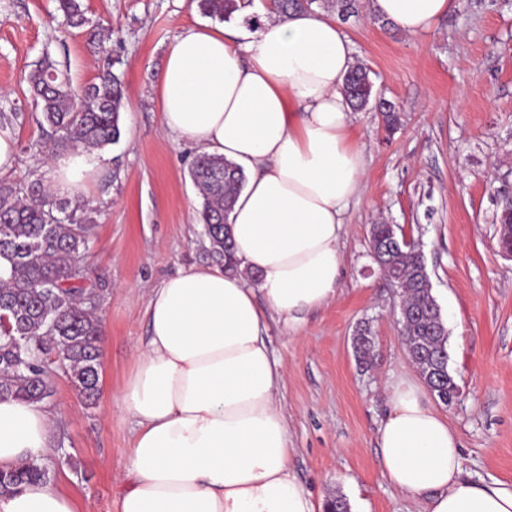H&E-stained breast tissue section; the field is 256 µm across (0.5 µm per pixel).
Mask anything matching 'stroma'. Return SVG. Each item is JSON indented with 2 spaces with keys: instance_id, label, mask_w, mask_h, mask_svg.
<instances>
[{
  "instance_id": "1",
  "label": "stroma",
  "mask_w": 512,
  "mask_h": 512,
  "mask_svg": "<svg viewBox=\"0 0 512 512\" xmlns=\"http://www.w3.org/2000/svg\"><path fill=\"white\" fill-rule=\"evenodd\" d=\"M81 3L87 22L72 28L56 0H0V110L21 114L8 179L24 184L49 173L26 81L38 61L50 58L80 88L109 67L125 88L122 138L98 150L100 166L79 196L95 224L82 263L106 331L101 394L86 404L53 374V445L42 458L77 512H117L131 425L113 411L147 338L148 291L211 261L188 174L200 149L165 133L154 89L175 36L205 17L195 0ZM341 27L376 97L398 107L400 126L390 135L378 112L352 115L367 176L346 215L340 287L307 314L303 335L271 321L270 348L286 372L278 399L290 465L315 497L343 496L352 512H418L380 465L376 433L389 388L420 373L401 338L398 293L371 256L369 229L386 220L421 243L459 389L445 412L463 473L512 484V260L499 249L496 221L502 197L512 196V0H451L420 36L364 7ZM364 325L375 339L370 367L352 348Z\"/></svg>"
}]
</instances>
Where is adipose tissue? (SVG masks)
<instances>
[{
	"label": "adipose tissue",
	"mask_w": 512,
	"mask_h": 512,
	"mask_svg": "<svg viewBox=\"0 0 512 512\" xmlns=\"http://www.w3.org/2000/svg\"><path fill=\"white\" fill-rule=\"evenodd\" d=\"M450 6L369 0L408 35ZM353 64L351 40L323 13H271L253 30L200 24L169 48L155 83L165 130L247 181L228 219L236 271L192 266L149 292L147 340L116 404L132 424L118 512H321L289 464L268 321L300 332L339 287L346 214L366 173L343 91ZM97 166L86 152L54 156L52 193H82ZM52 428L45 404L0 398V471L47 454ZM377 442L384 475L422 512H512V484L464 475L458 436L420 386L392 384ZM0 512L75 506L34 481L0 497Z\"/></svg>",
	"instance_id": "1"
}]
</instances>
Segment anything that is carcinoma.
Segmentation results:
<instances>
[{"mask_svg":"<svg viewBox=\"0 0 512 512\" xmlns=\"http://www.w3.org/2000/svg\"><path fill=\"white\" fill-rule=\"evenodd\" d=\"M200 12L230 22L250 6L248 0H196ZM68 23L80 27L87 18L80 0H57ZM335 9L345 20L358 13V0H278L276 13ZM100 83L86 89L49 61L32 69L29 91L40 109V125L49 135L50 153L102 149L119 143L124 92L119 77L105 70ZM344 94L355 112L371 105L370 70L356 64L348 72ZM201 198L199 211L210 252L226 269H234L231 243L212 225L228 223L246 175L233 162L203 153L189 167ZM499 247L512 248V199L499 218ZM392 224H373L378 264L385 267L407 312L401 335L408 353L430 391L444 404L456 396L457 385L448 369V331L427 287L429 275L419 246L410 247L393 234ZM94 237V225L84 208L69 206L50 193L39 179L18 186L0 181V395L24 402H43L52 396L49 365L56 363L71 386L88 401L100 390L101 326L90 303L98 295L81 282V264ZM358 361L369 367L374 337L368 327L353 336ZM50 479L49 469L35 461L0 474V495L13 493L33 480Z\"/></svg>","mask_w":512,"mask_h":512,"instance_id":"cac0c4a2","label":"carcinoma"}]
</instances>
